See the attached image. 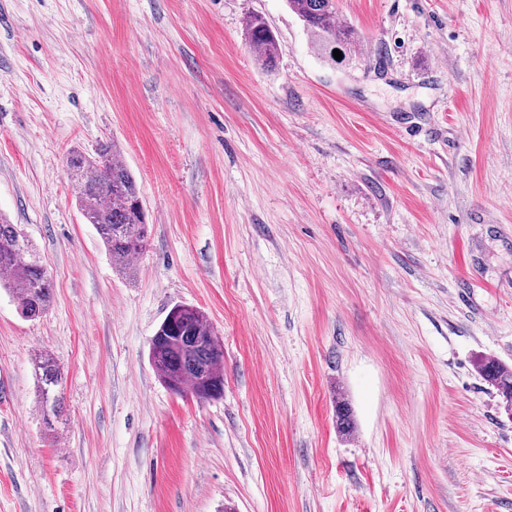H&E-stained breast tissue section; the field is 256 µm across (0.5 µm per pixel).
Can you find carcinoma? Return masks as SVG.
I'll list each match as a JSON object with an SVG mask.
<instances>
[{"instance_id": "cac0c4a2", "label": "carcinoma", "mask_w": 512, "mask_h": 512, "mask_svg": "<svg viewBox=\"0 0 512 512\" xmlns=\"http://www.w3.org/2000/svg\"><path fill=\"white\" fill-rule=\"evenodd\" d=\"M288 8L307 30L327 46H348L357 40L355 30L336 20V0H287ZM245 36L255 54L267 66L276 63L277 39L263 17L251 15ZM71 178L77 183L78 207L87 223L94 225L112 266L122 275L134 272L133 260L149 245L147 214L137 181L121 159L115 144L101 146L95 155L73 150L66 157ZM0 269L9 280L3 288L14 297L20 314L35 318L52 302V285L31 241L0 218ZM149 358L161 381L178 394L187 393L204 402L224 393V348L200 309L174 305L149 343ZM480 377L494 387L512 410V368L491 358L476 363ZM38 403L45 422L57 417L61 371L47 354L34 362ZM336 426L349 435L354 430L351 409L344 398L336 401Z\"/></svg>"}]
</instances>
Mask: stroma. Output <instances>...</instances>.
I'll list each match as a JSON object with an SVG mask.
<instances>
[{"label": "stroma", "mask_w": 512, "mask_h": 512, "mask_svg": "<svg viewBox=\"0 0 512 512\" xmlns=\"http://www.w3.org/2000/svg\"><path fill=\"white\" fill-rule=\"evenodd\" d=\"M336 7L337 59L285 0H0V215L53 285L35 319L0 290V512H512L476 372L512 366V0ZM109 141L150 224L132 280L65 163ZM177 303L223 342L219 399L152 366ZM245 36L255 54L268 67H273L279 53L277 39L260 15H251L245 22ZM34 373L39 407L44 421L50 424L60 410L58 389L61 383V371L52 357L41 354L34 362Z\"/></svg>", "instance_id": "1"}]
</instances>
